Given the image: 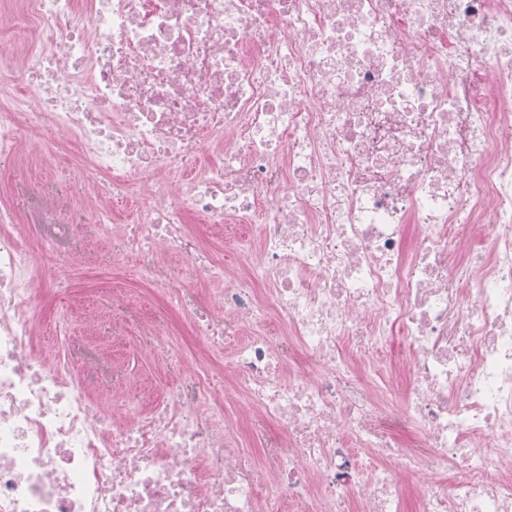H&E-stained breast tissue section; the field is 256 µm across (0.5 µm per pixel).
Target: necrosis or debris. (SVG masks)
Segmentation results:
<instances>
[{
    "mask_svg": "<svg viewBox=\"0 0 512 512\" xmlns=\"http://www.w3.org/2000/svg\"><path fill=\"white\" fill-rule=\"evenodd\" d=\"M0 13V166L76 148L204 348L108 410L38 334L73 227L1 205L0 512H512V0Z\"/></svg>",
    "mask_w": 512,
    "mask_h": 512,
    "instance_id": "1",
    "label": "necrosis or debris"
}]
</instances>
